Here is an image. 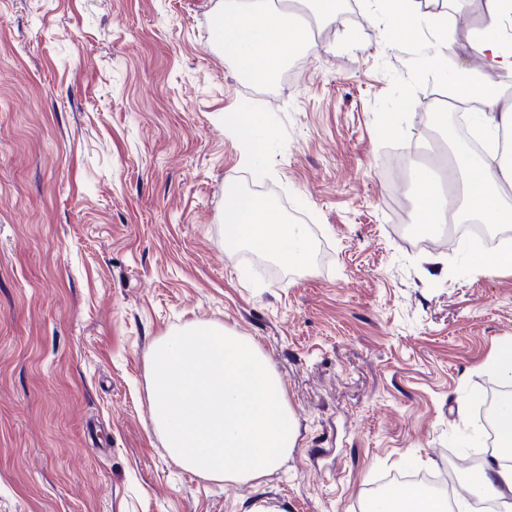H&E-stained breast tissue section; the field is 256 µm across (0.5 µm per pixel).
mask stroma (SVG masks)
Instances as JSON below:
<instances>
[{
	"label": "stroma",
	"instance_id": "35a3bbf8",
	"mask_svg": "<svg viewBox=\"0 0 512 512\" xmlns=\"http://www.w3.org/2000/svg\"><path fill=\"white\" fill-rule=\"evenodd\" d=\"M223 0H0V512H362L407 468L457 475L472 394L500 378L512 270L464 236L418 233L414 166H441L424 26L396 37L346 0L291 72L253 83L216 38ZM480 0H452L471 66ZM251 112L245 166L224 131ZM291 208L289 269L224 240V194ZM190 323L255 343L299 425L273 475L225 485L155 431L156 340ZM257 120L254 116L242 112H225L224 128L243 146V161L248 166L258 163L262 145L255 136Z\"/></svg>",
	"mask_w": 512,
	"mask_h": 512
}]
</instances>
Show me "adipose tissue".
Here are the masks:
<instances>
[{"label":"adipose tissue","mask_w":512,"mask_h":512,"mask_svg":"<svg viewBox=\"0 0 512 512\" xmlns=\"http://www.w3.org/2000/svg\"><path fill=\"white\" fill-rule=\"evenodd\" d=\"M381 10L394 34L409 23L427 24L434 40L422 63L423 77L446 81L454 99L480 104L474 119L478 135L490 151L478 155L458 151L457 177L462 186L460 205H453L435 189L433 174L417 172V231L446 222L478 218L487 224L512 223V152L499 151L500 134L512 136V96L503 92L502 77L512 76V40L504 38L501 25L512 20V0H483L484 21L472 38L482 59L480 69L448 60V14L424 8L423 0H381ZM221 37L226 54L258 81L267 80L300 46L311 45L302 18L284 11L276 0H224ZM257 120L241 112L224 115V128L243 146V161L257 165L262 145L255 136ZM224 237L231 242L261 243L284 265H301L310 250L309 241L297 227L281 224L271 204L262 199L228 191L224 199ZM472 453L479 460L467 482V494L480 501L512 496V467L499 463L481 447ZM364 512H448L447 499L429 496L417 488L396 489L367 502Z\"/></svg>","instance_id":"1"}]
</instances>
